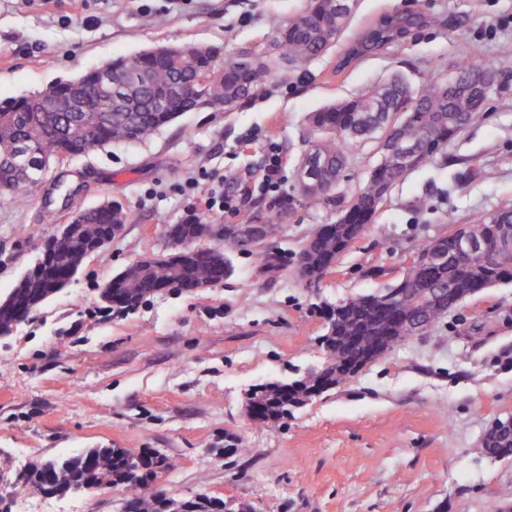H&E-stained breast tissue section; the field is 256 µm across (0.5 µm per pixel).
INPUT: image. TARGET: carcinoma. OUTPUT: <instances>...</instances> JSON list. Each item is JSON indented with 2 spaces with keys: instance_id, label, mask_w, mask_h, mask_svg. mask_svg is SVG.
<instances>
[{
  "instance_id": "carcinoma-1",
  "label": "carcinoma",
  "mask_w": 512,
  "mask_h": 512,
  "mask_svg": "<svg viewBox=\"0 0 512 512\" xmlns=\"http://www.w3.org/2000/svg\"><path fill=\"white\" fill-rule=\"evenodd\" d=\"M344 0H309L306 8L283 21H271L276 32L275 56L258 52L224 56L216 46L187 45L181 56L161 58L147 49L112 58V109L101 112L97 95L102 83L98 69L80 81L60 79L46 94L0 99V194L23 201L42 178L44 159L87 156L112 145L142 140L184 112L228 111L248 105L286 81L285 63L302 71L330 53L348 29L358 0H351L348 15ZM416 23L413 16L383 20L364 41L353 45L344 69L360 54L392 40ZM488 94L476 89L461 93L452 85L431 78L418 85L394 75L350 98L311 113L305 148L323 158L322 189L307 194L294 188L288 209L336 207V220L318 224L301 242L297 253L298 276L319 283L332 272L342 255L374 223L392 187L409 170L384 149L395 144L418 146L420 165L434 161L461 131L484 120ZM67 103L68 112L59 111ZM375 147L381 163L351 193L339 185L348 156L355 149ZM502 222L484 214L466 225L478 237L495 240L506 229L512 235V206L500 209ZM130 213L119 203L110 208L78 211L74 229L61 241L50 264L39 275H29L13 287V302L0 308V324L17 322L42 305L55 291V283L78 273L89 256L88 245L126 224ZM201 220L175 225V238L199 237ZM224 240L239 251L252 253L260 244L224 227ZM230 261L217 247L191 246L162 256H146L118 274L112 287V309L129 312L155 293L198 291L224 282ZM512 282V251L501 252L492 263L459 260L453 242L427 236L415 247L403 276L378 291L341 299L320 336L325 361L287 383L257 391L253 399L263 407L261 423L276 425L292 416L316 392L325 393L347 383L353 374L415 335L428 329L450 309L485 288ZM482 451L492 459L512 456V433L489 430ZM147 452L136 448H91L81 456L57 459L51 483L59 494L81 493L88 485L122 484L129 491L131 512H210V496L174 500L148 491L155 477L147 468Z\"/></svg>"
}]
</instances>
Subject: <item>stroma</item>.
Returning <instances> with one entry per match:
<instances>
[{
    "instance_id": "35a3bbf8",
    "label": "stroma",
    "mask_w": 512,
    "mask_h": 512,
    "mask_svg": "<svg viewBox=\"0 0 512 512\" xmlns=\"http://www.w3.org/2000/svg\"><path fill=\"white\" fill-rule=\"evenodd\" d=\"M306 0H0V98L28 95L119 55L163 44L273 52L272 18ZM417 12L404 42L343 71L346 47L388 14ZM498 78L487 117L431 164L409 172L375 224L319 292L296 271L302 238L335 206L284 213L262 242L263 269L228 250L233 273L196 292L107 308L104 285L135 259L162 252L166 229L191 213L207 224H262L258 186L269 148L293 189L309 112L398 73L445 78L462 47ZM253 194H242L243 185ZM237 209L209 210L212 191ZM131 213L120 237L0 338V497L10 512H120L123 485L56 496L23 488L22 473L89 448H150L170 466L151 491L251 503L256 512H512V457L482 440L512 415V283L487 288L429 332L407 338L340 388L274 426L251 420L254 386L321 366V302L393 284L412 246L512 205V0H360L335 49L264 99L231 112H186L148 139L51 161L25 203L0 195V295L33 265L39 244L75 210L105 201ZM383 276H375V269Z\"/></svg>"
}]
</instances>
